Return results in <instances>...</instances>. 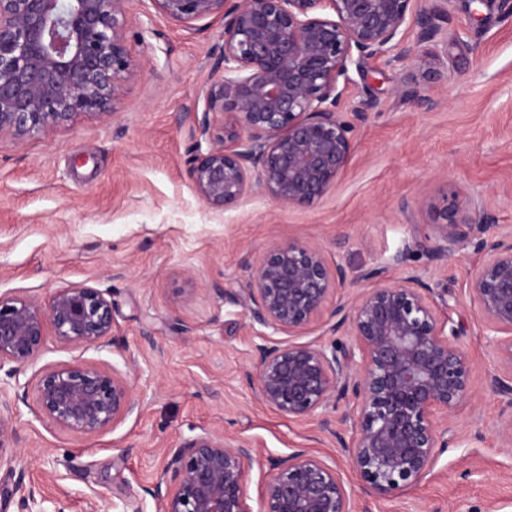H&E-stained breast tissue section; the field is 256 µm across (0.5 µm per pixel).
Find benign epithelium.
I'll list each match as a JSON object with an SVG mask.
<instances>
[{
    "instance_id": "benign-epithelium-1",
    "label": "benign epithelium",
    "mask_w": 512,
    "mask_h": 512,
    "mask_svg": "<svg viewBox=\"0 0 512 512\" xmlns=\"http://www.w3.org/2000/svg\"><path fill=\"white\" fill-rule=\"evenodd\" d=\"M129 0H0V135L22 141L65 127L79 114L114 105L141 62L128 37ZM163 18L193 28L224 20L216 77L192 136L188 178L216 211L258 193L283 207H305L326 196L353 151V120L340 111L350 70L366 58L388 65L418 56V44L439 33L447 14L416 0H151ZM228 117L215 131L212 114ZM210 142L201 151V141ZM442 230L415 241L433 258L452 256L478 239L483 261L467 294L485 336L507 373L491 387L512 408V228L494 224L484 208L457 193L444 196ZM375 286L343 300L341 263L322 248L273 241L251 272L246 291L253 322L290 337L305 335L324 315L345 324L346 350L259 336L248 377L261 400L296 420L320 419L367 494L390 497L429 474L437 449L457 443L448 419L468 399L471 360L451 318L418 275L398 284L383 271ZM112 301L92 287L56 290L47 300L0 295V390L24 388L20 375L49 339L99 349L114 344ZM359 361H354V356ZM357 401V426L346 442L330 410L336 396ZM38 414L59 428L93 437L140 411L141 398L119 370L96 364L44 368ZM255 448L247 439L204 430L167 451L153 487L159 512H254L246 486ZM261 512H356L340 470L303 449L274 464L261 486Z\"/></svg>"
}]
</instances>
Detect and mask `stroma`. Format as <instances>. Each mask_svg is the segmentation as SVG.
<instances>
[{
    "label": "stroma",
    "instance_id": "1",
    "mask_svg": "<svg viewBox=\"0 0 512 512\" xmlns=\"http://www.w3.org/2000/svg\"><path fill=\"white\" fill-rule=\"evenodd\" d=\"M127 8L144 68L114 112L81 114L23 141L0 136V294L98 289L112 301L117 339L98 350L48 343L25 370V396L0 393L17 452L13 475L0 471L5 512H18L31 492L46 497L48 512H91L104 499L110 512L132 499L157 512L146 489L166 449L204 429L253 442L247 492L256 510L274 462L303 448L341 467L362 512H512V413L489 384L504 368L465 293L483 255L472 244L443 260L413 249L438 235L435 208L453 192L512 227V5L449 0L434 64L363 61L340 109L365 117L347 167L321 201L287 208L254 194L224 211L208 208L187 177L190 130L224 23L209 18L189 29L157 15L150 0ZM416 90L429 102L415 101ZM275 238L318 245L328 262H342L346 296L370 287L373 268L394 282L419 275L439 313L462 324L472 371L468 401L452 419L461 440L407 491L366 495L318 420L270 409L247 379L261 328L244 290ZM62 363L126 373L140 413L95 437L37 417L39 372Z\"/></svg>",
    "mask_w": 512,
    "mask_h": 512
}]
</instances>
